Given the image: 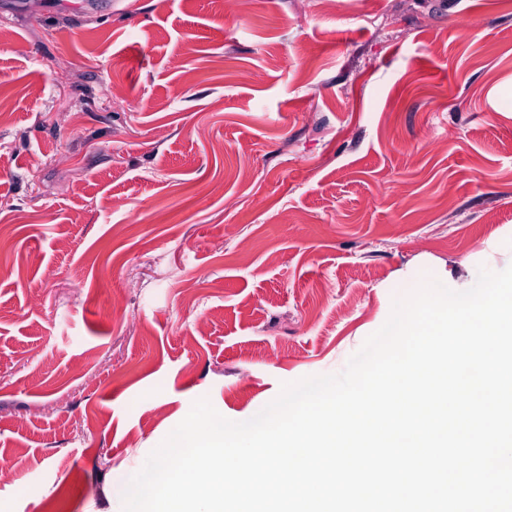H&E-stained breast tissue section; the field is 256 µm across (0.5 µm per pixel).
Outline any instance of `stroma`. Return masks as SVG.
<instances>
[{
	"label": "stroma",
	"mask_w": 512,
	"mask_h": 512,
	"mask_svg": "<svg viewBox=\"0 0 512 512\" xmlns=\"http://www.w3.org/2000/svg\"><path fill=\"white\" fill-rule=\"evenodd\" d=\"M510 238L512 0H0V512H123Z\"/></svg>",
	"instance_id": "35a3bbf8"
}]
</instances>
